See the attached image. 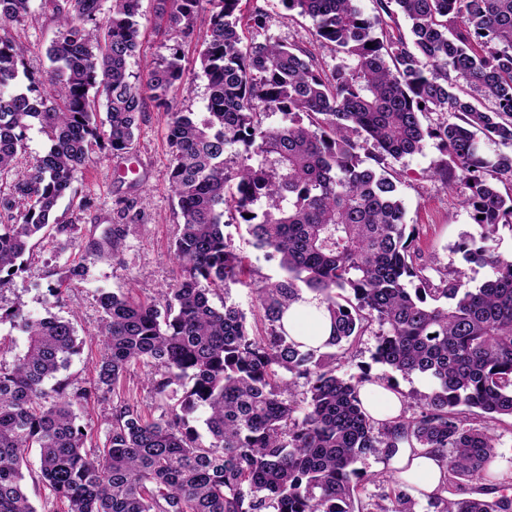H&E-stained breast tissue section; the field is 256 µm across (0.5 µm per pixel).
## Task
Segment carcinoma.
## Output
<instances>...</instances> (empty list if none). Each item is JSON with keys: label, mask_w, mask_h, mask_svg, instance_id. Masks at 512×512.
<instances>
[{"label": "carcinoma", "mask_w": 512, "mask_h": 512, "mask_svg": "<svg viewBox=\"0 0 512 512\" xmlns=\"http://www.w3.org/2000/svg\"><path fill=\"white\" fill-rule=\"evenodd\" d=\"M140 2L112 0L103 17L102 0H40L56 22L44 80L8 29L32 15L31 0H0V176L14 175L0 194V286L24 269L39 236L71 245L74 225L56 222L59 201L76 197L74 175L96 152L126 158L150 103L168 115L180 214L171 254L181 268L158 303L98 295L101 355L88 387L60 377L78 352L71 321L31 318L20 302L0 313L26 340L12 364H0V512H37L22 486L31 448L68 512H356L362 483L379 480L358 461L402 448L437 454L450 481H492L488 421L512 416V259L492 246L499 225L512 224V195L498 187L512 182V0H376L372 15L356 0H279L285 18L309 19L340 59L329 71L298 44L247 40L242 0H155L156 25L185 40L198 15L209 16L199 115L170 109L185 74L179 48L148 65L146 89L131 81ZM398 13L407 36L389 29ZM269 113L282 122L263 125ZM35 127L49 149L32 156ZM480 133L498 150L486 153ZM428 139L446 156L434 175L469 190L477 235L458 251L496 271L474 289L446 273L434 283L415 259L416 225L406 223L388 160L422 152ZM241 224L282 271L254 289L261 334L228 301L210 300L247 271L228 231ZM102 240L118 253L121 226ZM305 289L331 317L329 352L294 340L282 323ZM374 325L376 362L435 384L410 416L366 413L360 388L398 392L389 377L337 374ZM133 365L148 368L165 408L146 420L122 400L103 446L86 447L75 409L105 398ZM200 410L206 444L192 425ZM384 482L374 512H415L416 487L392 474ZM445 491L427 495L436 512H512L505 495L455 500Z\"/></svg>", "instance_id": "carcinoma-1"}]
</instances>
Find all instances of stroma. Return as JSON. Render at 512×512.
I'll return each mask as SVG.
<instances>
[{
    "label": "stroma",
    "mask_w": 512,
    "mask_h": 512,
    "mask_svg": "<svg viewBox=\"0 0 512 512\" xmlns=\"http://www.w3.org/2000/svg\"><path fill=\"white\" fill-rule=\"evenodd\" d=\"M258 2L264 5L268 18L265 29L254 33L255 41L272 38L314 48L308 19L284 18L278 0ZM154 9V0H141L142 46L139 55L129 63L133 82L141 86L147 80L146 62L168 53L166 39L152 23ZM207 27V19H200L192 41L182 46L186 77L174 93L176 110L196 113L205 110L207 81L200 71L197 55ZM11 30L28 49V69L36 73L47 70L46 49L55 30L52 18L39 14L12 24ZM167 122L164 111L148 107L139 121L128 160L115 159L102 152L97 154L94 163L77 172L73 186L79 196L90 200V208L76 212L65 198L56 211L61 223L74 224L73 244L62 251L55 238L39 239L24 270L0 288L2 309L19 304L25 313L33 316L51 312L72 321L81 352L72 357L67 372L84 385L95 380L94 365L100 355L98 333L102 322L96 303L98 292L121 291L134 300L150 302L156 300L159 289L172 283L179 273L177 263L170 256L180 217L168 180ZM441 158L438 146L430 140L422 153L390 161L389 166L399 181L407 221L417 228L415 247L420 263L427 265L432 273L440 270L451 275L462 274L470 286L477 287L493 279L494 271L491 267L464 261L456 250L463 237L475 233L476 226L464 204L465 189L450 190L432 178L431 170ZM127 200L133 202L138 218L125 224L118 254L89 249V241L100 238L105 227L117 223V212ZM74 265L84 267L83 280L67 281L60 298L52 299L45 289L48 278H64L67 269ZM121 398L136 405L144 418L155 419L162 412L161 402L147 386L145 368L131 367L116 393L80 412L87 447L103 445L112 421V407Z\"/></svg>",
    "instance_id": "1"
}]
</instances>
